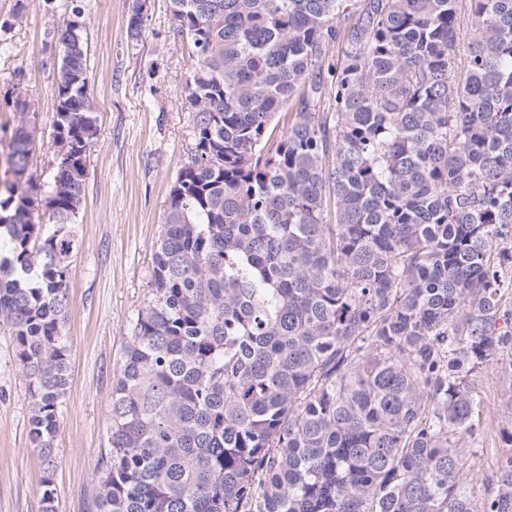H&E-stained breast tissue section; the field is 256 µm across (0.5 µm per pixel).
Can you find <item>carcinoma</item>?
I'll return each mask as SVG.
<instances>
[{
  "label": "carcinoma",
  "instance_id": "obj_1",
  "mask_svg": "<svg viewBox=\"0 0 512 512\" xmlns=\"http://www.w3.org/2000/svg\"><path fill=\"white\" fill-rule=\"evenodd\" d=\"M170 7L193 147L112 382L97 512H512V455L485 498L460 455L470 376L503 355L512 375V0ZM59 40L56 170L13 177L34 141L18 92L0 178V327L32 380L43 512L100 131L83 30Z\"/></svg>",
  "mask_w": 512,
  "mask_h": 512
}]
</instances>
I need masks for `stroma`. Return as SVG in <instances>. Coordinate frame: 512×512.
Returning a JSON list of instances; mask_svg holds the SVG:
<instances>
[{
	"label": "stroma",
	"mask_w": 512,
	"mask_h": 512,
	"mask_svg": "<svg viewBox=\"0 0 512 512\" xmlns=\"http://www.w3.org/2000/svg\"><path fill=\"white\" fill-rule=\"evenodd\" d=\"M132 0H0V119L12 115L14 88L35 112V181L50 180L59 34L77 16L87 40L88 87L100 133L89 150L85 199L75 218L81 248L67 288L70 386L61 408L53 474L55 512H96L97 474L112 431V382L137 313L150 297L152 256L170 190L193 144V115L184 86L191 61L169 0H146L139 40L126 24ZM482 425L465 451L478 496L512 454V386L499 364L471 377ZM30 379L16 359L15 341L0 330V512H42L43 471L29 437Z\"/></svg>",
	"instance_id": "obj_1"
}]
</instances>
